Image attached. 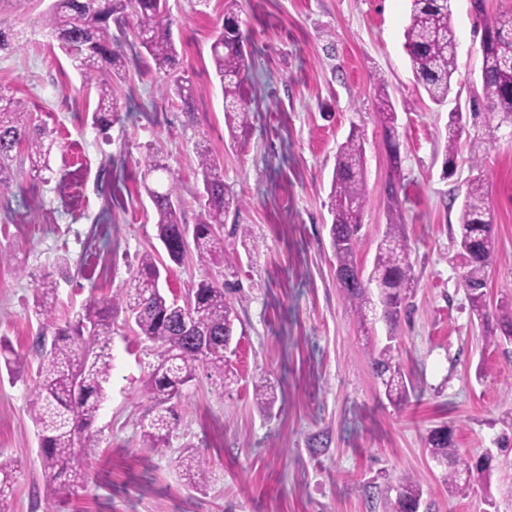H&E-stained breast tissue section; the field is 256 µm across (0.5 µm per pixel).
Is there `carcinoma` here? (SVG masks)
I'll list each match as a JSON object with an SVG mask.
<instances>
[{"label": "carcinoma", "mask_w": 512, "mask_h": 512, "mask_svg": "<svg viewBox=\"0 0 512 512\" xmlns=\"http://www.w3.org/2000/svg\"><path fill=\"white\" fill-rule=\"evenodd\" d=\"M409 22L404 31L405 47L416 81L430 99L439 104L452 91V78L458 69L455 37L450 26L452 0H409ZM136 17L134 37L154 61L156 68L169 75L179 71L178 52L172 33V19L167 0H54L42 16L41 26L54 34L65 30L59 43L81 71L87 85L95 88L98 102L93 123L102 134L116 120L119 101L118 81L124 79L125 59L120 39L127 36V15ZM476 17L483 23L482 65L474 89L469 91L470 117L492 115L499 123H512V16L490 19L486 13ZM226 30L219 31L211 43V58L224 97V126L231 137L244 131L250 121V108L241 95V73L246 65V46L236 16L224 14ZM173 92L183 108L191 110L194 93L191 78L177 76L163 92ZM380 120L385 126L390 151V178L385 192L393 206L399 205L401 183L400 156L395 136V109L383 98ZM467 125L463 113L448 114V145L444 166L453 170L458 147ZM46 132L33 124L26 104L0 95V193L11 187L14 151L26 145L35 174L47 169L44 138ZM365 150L361 134L353 131L339 147L331 180V215L329 234L336 257V269L345 275L341 285L351 310L367 318L376 304L375 282L382 289L387 306L385 321L391 335L387 344L370 348L369 360L377 378L385 386L388 400L397 405L409 402V388L402 371L399 351L392 335L401 317L407 294L414 287L406 225L397 222L386 227L369 274L359 266L356 249L360 241L358 227L368 203L364 172ZM201 186L196 192L205 198V221L188 228L180 223V189L173 181L165 190L146 187L156 212L158 239L169 260L183 261L194 244L200 265L223 268L234 259L224 251V213L238 203L224 184L219 161L206 151L198 154ZM461 204L456 244L465 256L461 285L466 291L472 315L484 322L487 311L485 273L497 260L495 224L488 201L487 180L481 160L474 155ZM169 267L151 252L138 259L136 275L128 286L112 299L91 297L81 312L59 326L50 299L56 296L54 282L45 279L36 288V314L42 328L54 329L50 349H40L37 390L28 403V412L39 439V456L44 481L48 486L75 488L83 485L86 472L82 456L87 448L97 446L93 425L106 397L112 370V310L121 308L134 321L139 335L151 343L155 361L144 381V393L152 402L151 417L142 424L146 444L156 448L166 442L172 429L175 407L184 388L196 379L199 369L219 378L231 379L225 353L234 336L237 313L231 298L235 286L203 278L188 290L190 309L180 311L176 300L158 289L161 274ZM496 327L504 338L512 339V302L499 305ZM0 362L9 379L16 380L28 367L5 339H0ZM256 406L262 412L273 408L274 392L263 378L253 383ZM430 458L448 462L441 483L450 496H464L472 476L489 478V467H459L460 459L448 429L435 428L426 439ZM182 475L191 486L207 479V461L190 453L180 461ZM19 472L14 461L0 459V512L7 508V490ZM395 496H386L382 512H413L423 498L421 481L407 474L394 488Z\"/></svg>", "instance_id": "cac0c4a2"}]
</instances>
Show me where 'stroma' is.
I'll return each instance as SVG.
<instances>
[{
    "label": "stroma",
    "instance_id": "1",
    "mask_svg": "<svg viewBox=\"0 0 512 512\" xmlns=\"http://www.w3.org/2000/svg\"><path fill=\"white\" fill-rule=\"evenodd\" d=\"M50 3L0 0V23L17 35L16 49L0 52V93L26 102L45 128L50 167L35 176L19 147L12 164L19 187L0 197V336L29 363L18 380L0 382V455L20 466L11 512H43L47 496L27 412L39 381L35 289L43 277L55 280V316L63 321L89 296L125 288L143 253L165 258L142 184L150 145L182 188L183 223L204 217L198 152L221 160L239 199L223 229L236 262L210 272L238 286L227 355L237 380L223 386L199 371L166 443L148 447L141 430L151 403L142 382L154 356L135 324L117 315L98 445L83 460L86 482L57 493L58 512H382L406 474L420 478L428 512H512V343L485 340L460 284L455 243L476 153L496 225L487 303L512 297V127L478 144L462 137L452 174L443 172L448 114L465 106L482 62L470 0H452L458 70L440 107L417 84L404 46L409 0H237L248 37L243 96L253 113L234 141L210 57L225 0H168L181 67L194 84L192 113L162 92L166 75L125 41L120 112L105 136L91 122L95 92L36 27ZM383 89L398 115L396 208L384 194ZM354 128L365 142L369 192L357 261L371 269L387 225L399 221L416 277L409 311L392 330L413 385L401 407L387 400L368 358L391 330L372 316L359 321L335 278L330 180L337 148ZM241 224L258 249L244 247ZM261 377L277 395L268 415L253 402ZM443 424L453 428L461 459L489 453L497 461L489 481H473L464 496L448 495L425 450L429 431ZM190 448L209 461L208 481L197 488L179 467Z\"/></svg>",
    "mask_w": 512,
    "mask_h": 512
}]
</instances>
